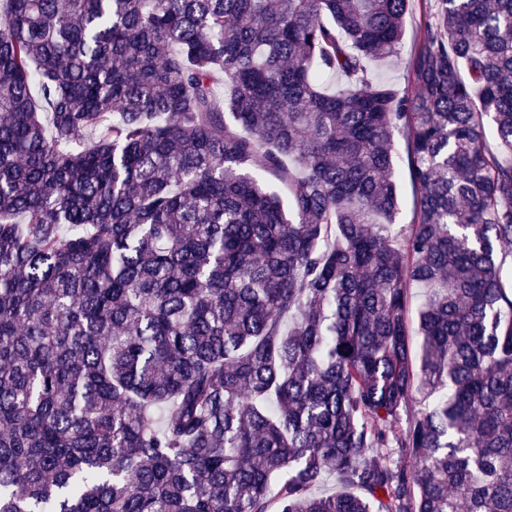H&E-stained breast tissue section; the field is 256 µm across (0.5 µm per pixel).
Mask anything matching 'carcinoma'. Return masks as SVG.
Wrapping results in <instances>:
<instances>
[{
  "label": "carcinoma",
  "instance_id": "cac0c4a2",
  "mask_svg": "<svg viewBox=\"0 0 512 512\" xmlns=\"http://www.w3.org/2000/svg\"><path fill=\"white\" fill-rule=\"evenodd\" d=\"M410 3L0 0V512H512V0ZM428 1L412 0L404 19V36L400 56L373 65V69L401 93L410 91L406 62L423 32L427 7L430 4ZM396 148L398 152L395 160L398 168L403 170V175L401 180V202L395 224H408L413 217L411 206L413 187L408 179L403 158H401L403 157V142L401 139L396 140Z\"/></svg>",
  "mask_w": 512,
  "mask_h": 512
}]
</instances>
